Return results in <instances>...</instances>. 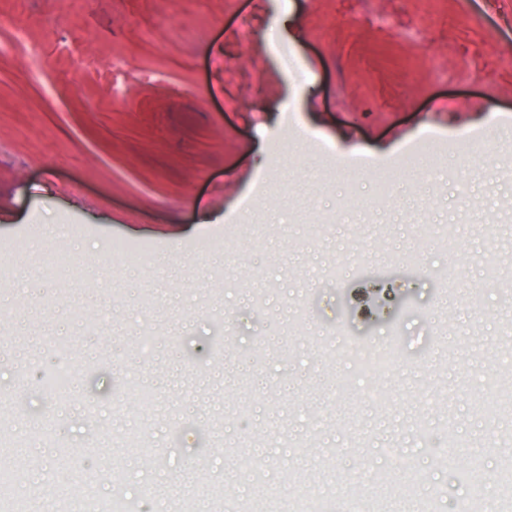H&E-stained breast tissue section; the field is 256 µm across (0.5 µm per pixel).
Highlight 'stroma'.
<instances>
[{"mask_svg": "<svg viewBox=\"0 0 512 512\" xmlns=\"http://www.w3.org/2000/svg\"><path fill=\"white\" fill-rule=\"evenodd\" d=\"M1 44L0 470L26 512H296L300 480L330 512H456L473 454L495 486L512 415L478 396L512 302L485 278L512 225V0H0ZM356 346L399 353L386 407ZM452 430L468 452L439 463ZM235 448L263 449L253 476Z\"/></svg>", "mask_w": 512, "mask_h": 512, "instance_id": "1", "label": "stroma"}]
</instances>
